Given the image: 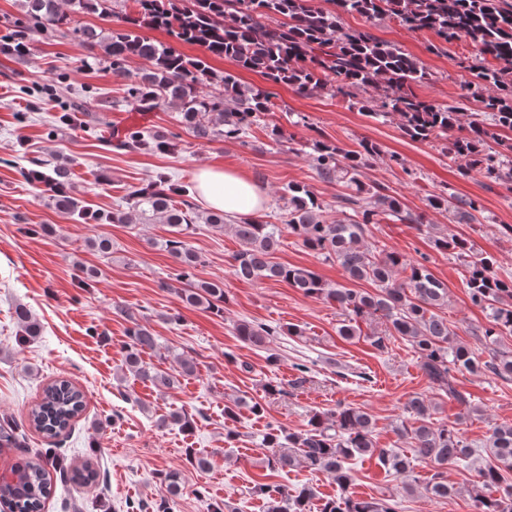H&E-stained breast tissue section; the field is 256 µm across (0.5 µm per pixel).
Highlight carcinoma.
Segmentation results:
<instances>
[{
    "label": "carcinoma",
    "mask_w": 512,
    "mask_h": 512,
    "mask_svg": "<svg viewBox=\"0 0 512 512\" xmlns=\"http://www.w3.org/2000/svg\"><path fill=\"white\" fill-rule=\"evenodd\" d=\"M18 2L26 23L5 40L13 53H24L31 35L37 32L72 35L91 62L107 63L114 71L134 59L146 61L149 68L127 89L129 99L143 112L163 105L174 108L184 129L197 140H240L274 106L272 92L245 86L229 72L218 76L207 64L209 57L227 58L241 69L259 73L273 84L289 85L304 96L324 93L351 100L360 91L380 87L381 96L371 100L370 116L398 117L403 132L414 141L443 142V151L464 175L478 171L492 182L512 183V138L496 139L488 130L490 126L512 130V4L503 0H331L336 6L333 11L316 6L314 0H133L135 10L122 15L117 29L81 25L76 20L92 13L110 21L117 0ZM345 13H356L371 24L388 18L407 30H430L448 43L462 38L474 43L479 59L465 66L473 77L466 89L481 108L469 113L466 133H454L460 123L459 107H442L416 94L415 86L429 80L417 59L398 45L380 40L368 27L344 28L340 15ZM144 28L163 30L176 42L198 45L204 56L190 57L170 44L154 41L140 33ZM488 57L494 64H484ZM119 147L132 152H172L178 142L172 133L137 129L128 132ZM378 156L379 148L369 141L360 142L355 151L320 140L313 143L312 167L322 180L346 184L350 193L342 195L340 203L356 216L353 221L325 220L321 203L306 185L285 188L288 233L342 268L346 282L336 285L311 269L273 261L281 225L250 215L228 226L221 211L202 215L188 200L190 191L174 187L165 174L134 187L128 195V209H118L99 220L167 225L169 237L155 245L174 259L178 269L160 287L175 292L189 306L216 313L224 312L227 303L224 283L193 279L192 270L200 257L187 237L198 221L218 230L230 227L242 244L234 256V276L245 281L284 282L306 296L336 304L346 316L338 330L346 339L357 335L360 322L382 320L386 330L373 337L372 345L382 352L396 336L411 341L429 382L468 415L476 408L467 394L449 383L450 372L510 377L512 351H499L484 361L467 345L456 342L448 320L436 313L448 306V285L421 262L412 263L398 252H377L368 246V225L378 223L382 214L418 229L424 226V216L402 210L395 198L383 193V187L362 181L364 169ZM26 176L49 195L60 212L77 221L88 219L84 201L71 193L68 164L40 160ZM428 203L433 209L452 212L458 222L466 224L475 220L478 211L476 202L452 196H434ZM434 245L466 260L470 301L488 321L483 333L486 341L496 345L500 337L511 336L512 280L499 277L496 260L479 253L466 239L441 236L434 239ZM360 281L370 283L373 290L347 286ZM14 314L25 335H40L41 325L26 306L17 305ZM234 330L243 343L265 350L271 365L280 358L272 347L274 338L283 332L297 334L293 327L283 330L247 320L237 322ZM128 336L123 367L155 389L170 390L180 377L194 373L195 366L185 359L177 360V368L170 371L145 363L141 354L158 345L147 327L135 322ZM85 406V394L79 387L68 379H55L44 386L40 399L28 410L27 420L35 431L55 439L71 429ZM243 408L255 415L264 411L260 402L240 396L224 406V417L233 421ZM405 409L414 424L403 422L395 432L409 441V452L379 447L371 415L358 407L339 405L314 412L308 429L302 432L269 426L262 442L275 452L266 458L265 467L288 471L302 466L330 476L342 495L325 501L321 512H397V503L391 498L361 499L345 494L353 480L349 461L355 457L374 458L387 472L405 478L403 489L408 493L414 492L410 480L414 467L426 462L433 470L426 492L436 499L456 494L444 469L466 461L474 449L456 428L432 421L434 405L424 395L412 397ZM16 429L13 424H0V448L20 447ZM485 448L487 459L478 470L479 486L474 493L479 512H512V484L502 485L504 474L512 472V424L493 426ZM54 467L40 451L16 462L0 478V503L9 512H44L52 493L50 469ZM67 480L78 488L88 487L97 482L98 473L87 462L73 469ZM161 483L170 497H176L183 488L182 474L170 470ZM254 491L269 495L267 512H308L314 496L310 488L267 490L258 485Z\"/></svg>",
    "instance_id": "obj_1"
}]
</instances>
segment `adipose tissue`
Wrapping results in <instances>:
<instances>
[{
	"instance_id": "obj_1",
	"label": "adipose tissue",
	"mask_w": 512,
	"mask_h": 512,
	"mask_svg": "<svg viewBox=\"0 0 512 512\" xmlns=\"http://www.w3.org/2000/svg\"><path fill=\"white\" fill-rule=\"evenodd\" d=\"M198 191L209 207L223 211L226 219H238L259 212L264 193L250 180L232 170L202 167L197 171Z\"/></svg>"
}]
</instances>
